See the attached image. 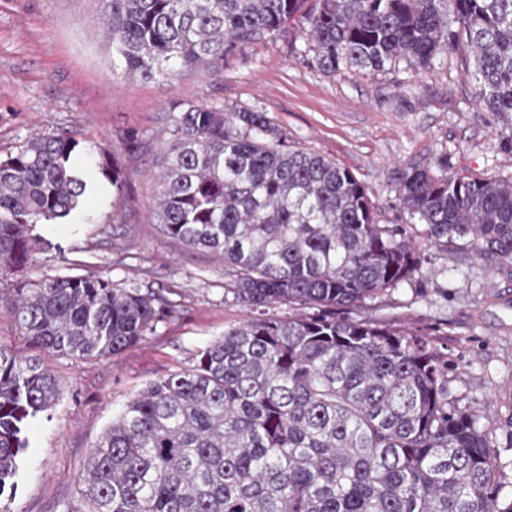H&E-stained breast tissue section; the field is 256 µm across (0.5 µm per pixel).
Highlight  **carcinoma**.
I'll list each match as a JSON object with an SVG mask.
<instances>
[{
	"instance_id": "1",
	"label": "carcinoma",
	"mask_w": 512,
	"mask_h": 512,
	"mask_svg": "<svg viewBox=\"0 0 512 512\" xmlns=\"http://www.w3.org/2000/svg\"><path fill=\"white\" fill-rule=\"evenodd\" d=\"M101 0L112 77L173 83L288 23L316 67L430 72L461 41L487 112H512V0ZM158 179L159 232L222 261L224 294L253 316L183 370L150 382L86 458L87 512H512L479 416L448 400V358L429 335L337 318L421 269L419 242L512 262V183L420 166L398 201L419 223L396 238L347 168L288 143L260 111L190 104L172 116ZM121 191L111 153L35 134L0 158V277L36 350L110 359L173 304L104 275L25 276L94 184ZM274 304L315 310L279 318ZM61 396L37 358L0 345V499L15 498L28 430Z\"/></svg>"
}]
</instances>
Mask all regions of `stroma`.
<instances>
[{
	"mask_svg": "<svg viewBox=\"0 0 512 512\" xmlns=\"http://www.w3.org/2000/svg\"><path fill=\"white\" fill-rule=\"evenodd\" d=\"M304 27L291 23L208 70L175 83L116 80L100 0H0V158L30 135L66 132L112 152L121 192L90 170L94 193L70 224H47L54 248L34 279L101 272L122 287L166 290L174 318L117 358L37 354L62 383L29 434L16 498L0 512H85L76 479L103 430L147 383L188 365L246 315L225 300L224 267L158 232L156 176L174 113L187 105L261 111L290 144L348 168L377 223L417 234L396 205L397 177L444 159L450 172L512 182V113L483 110L469 53L418 77L407 70L339 75L319 70ZM339 317L381 320L432 335L448 356V394L480 415L501 466V506L512 504V264L451 245L421 248V270Z\"/></svg>",
	"mask_w": 512,
	"mask_h": 512,
	"instance_id": "obj_1",
	"label": "stroma"
}]
</instances>
